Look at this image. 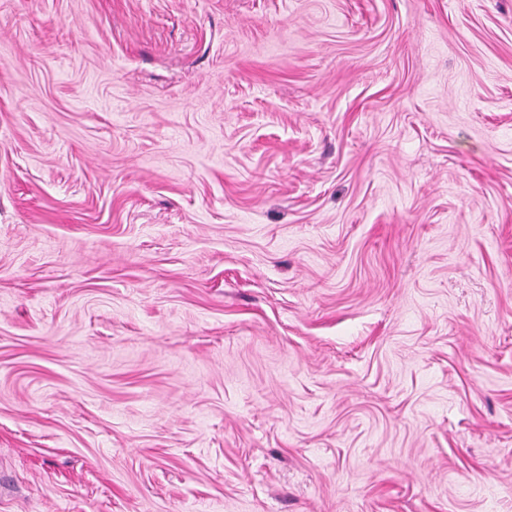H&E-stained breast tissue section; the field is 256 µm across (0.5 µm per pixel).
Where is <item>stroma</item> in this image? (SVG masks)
I'll use <instances>...</instances> for the list:
<instances>
[{
	"instance_id": "obj_1",
	"label": "stroma",
	"mask_w": 512,
	"mask_h": 512,
	"mask_svg": "<svg viewBox=\"0 0 512 512\" xmlns=\"http://www.w3.org/2000/svg\"><path fill=\"white\" fill-rule=\"evenodd\" d=\"M0 512H512V0H0Z\"/></svg>"
}]
</instances>
